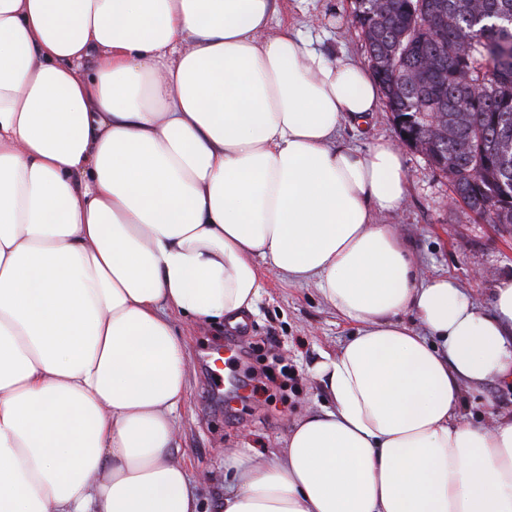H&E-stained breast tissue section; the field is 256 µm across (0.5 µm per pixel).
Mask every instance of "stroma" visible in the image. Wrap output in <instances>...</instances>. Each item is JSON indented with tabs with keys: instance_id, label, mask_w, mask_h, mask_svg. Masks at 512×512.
Wrapping results in <instances>:
<instances>
[{
	"instance_id": "35a3bbf8",
	"label": "stroma",
	"mask_w": 512,
	"mask_h": 512,
	"mask_svg": "<svg viewBox=\"0 0 512 512\" xmlns=\"http://www.w3.org/2000/svg\"><path fill=\"white\" fill-rule=\"evenodd\" d=\"M282 24L321 41L331 54L366 63L365 40L352 0H279ZM342 139L367 150L378 141L397 142L390 112L378 108L367 123L344 124ZM408 176L407 200L384 221L396 225L424 275H448L472 299L489 305L495 281L512 277V224H491L450 199L447 178L416 149L402 150ZM185 339L192 376L179 410L177 445L190 471L211 474L198 488L200 512H218L224 496L223 449L262 452L275 446L293 419L320 408L325 393L315 374L322 353L335 352L351 332L310 285H290L266 275L255 310L242 328L204 327L174 315ZM240 355L226 369L230 378L261 374L256 391L225 405L228 388L213 390L206 362L227 347ZM465 415L489 424L497 410L512 409V382L491 380L467 395Z\"/></svg>"
}]
</instances>
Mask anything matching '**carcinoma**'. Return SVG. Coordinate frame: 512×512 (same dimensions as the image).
I'll return each mask as SVG.
<instances>
[{
  "label": "carcinoma",
  "instance_id": "obj_1",
  "mask_svg": "<svg viewBox=\"0 0 512 512\" xmlns=\"http://www.w3.org/2000/svg\"><path fill=\"white\" fill-rule=\"evenodd\" d=\"M357 19L369 59L394 54L372 69L387 110L437 122L429 164L477 217L512 224V0H390L383 20L363 0Z\"/></svg>",
  "mask_w": 512,
  "mask_h": 512
}]
</instances>
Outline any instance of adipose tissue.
I'll return each instance as SVG.
<instances>
[{"label":"adipose tissue","instance_id":"adipose-tissue-1","mask_svg":"<svg viewBox=\"0 0 512 512\" xmlns=\"http://www.w3.org/2000/svg\"><path fill=\"white\" fill-rule=\"evenodd\" d=\"M276 0H0V512H199L171 319L237 324L264 273L351 328L327 402L224 454L219 512H512V280L419 278L401 150L338 139L381 87ZM93 58L90 75L78 65ZM466 397L468 400L466 419L484 425L491 424L495 416L493 412L500 409L511 412L512 382L493 379L478 392L467 391ZM486 401L492 402L494 406L492 412L484 407Z\"/></svg>","mask_w":512,"mask_h":512}]
</instances>
